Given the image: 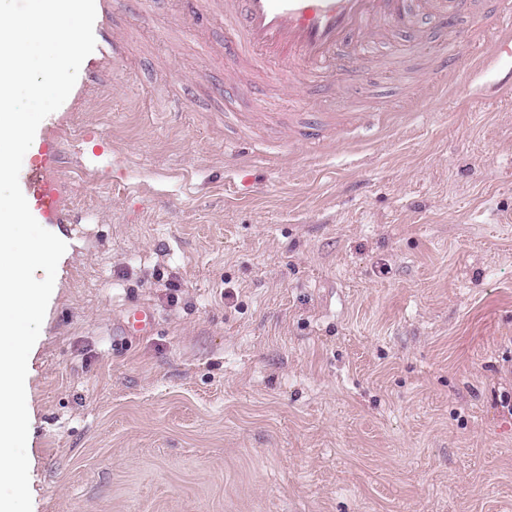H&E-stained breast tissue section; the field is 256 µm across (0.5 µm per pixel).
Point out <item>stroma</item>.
<instances>
[{
  "instance_id": "obj_1",
  "label": "stroma",
  "mask_w": 512,
  "mask_h": 512,
  "mask_svg": "<svg viewBox=\"0 0 512 512\" xmlns=\"http://www.w3.org/2000/svg\"><path fill=\"white\" fill-rule=\"evenodd\" d=\"M177 9L117 0L111 90L35 134L71 221L32 512H512V59L433 80L479 34L422 14L297 90L237 64L221 4ZM324 112L344 136L281 137ZM154 323L153 313L144 306H135L127 309L123 328L129 334H144L151 330Z\"/></svg>"
}]
</instances>
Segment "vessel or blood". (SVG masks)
I'll list each match as a JSON object with an SVG mask.
<instances>
[{"label": "vessel or blood", "mask_w": 512, "mask_h": 512, "mask_svg": "<svg viewBox=\"0 0 512 512\" xmlns=\"http://www.w3.org/2000/svg\"><path fill=\"white\" fill-rule=\"evenodd\" d=\"M419 3L432 16H468L471 0H224V20L235 34L238 61L254 70L273 64L290 87L317 82L329 87L354 76L359 63L354 48L395 28L411 25V5ZM492 57L512 58V0H496L492 10L477 16ZM96 50L86 60L80 88L86 95L105 88L104 71L112 56V0H101ZM335 113L325 120L302 124V143L317 144ZM59 153L57 145L41 144L32 158L25 194L45 223L65 224L69 218L59 196L47 181V166ZM154 323L144 306L128 308L123 328L144 334Z\"/></svg>", "instance_id": "obj_1"}]
</instances>
